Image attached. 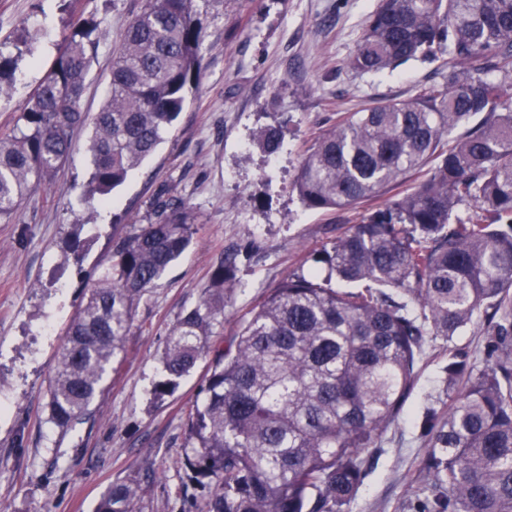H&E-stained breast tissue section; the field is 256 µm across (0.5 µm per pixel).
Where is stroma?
<instances>
[{
    "label": "stroma",
    "mask_w": 512,
    "mask_h": 512,
    "mask_svg": "<svg viewBox=\"0 0 512 512\" xmlns=\"http://www.w3.org/2000/svg\"><path fill=\"white\" fill-rule=\"evenodd\" d=\"M377 0H197L206 38L198 90L156 152L132 170L105 203L83 205L91 127L73 136L70 158L51 184L0 220V512H95L113 482L146 483L142 512H196L206 491L188 484L182 465L185 410L210 360L201 358L174 392L155 401L159 357L182 310L193 306L217 258L240 253L242 282L223 328L221 349L240 322L292 271L359 219L354 209L307 210L293 181L314 136L340 112L370 100H404L435 79L445 59L420 58L396 70L345 68ZM141 0H90L101 19V48L81 99L96 113L108 91L112 54ZM69 0H0V40L30 39L0 98V135L16 125L30 95L59 54L73 20ZM281 128L276 154L257 134ZM200 217L189 247L139 303L107 388L90 419L59 432L47 421L46 387L66 330L113 240L154 218L159 188ZM85 243L70 249L72 237ZM481 321L452 343H427L404 414L370 451L371 469L343 512H420L415 493L429 451L426 420L448 409V350L487 361Z\"/></svg>",
    "instance_id": "stroma-1"
}]
</instances>
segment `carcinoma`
I'll return each instance as SVG.
<instances>
[{
    "instance_id": "cac0c4a2",
    "label": "carcinoma",
    "mask_w": 512,
    "mask_h": 512,
    "mask_svg": "<svg viewBox=\"0 0 512 512\" xmlns=\"http://www.w3.org/2000/svg\"><path fill=\"white\" fill-rule=\"evenodd\" d=\"M196 2L143 0L92 118L81 98L99 21L76 16L20 124L0 135V219L50 183L89 121L83 204L105 201L154 152L201 78ZM27 46H0V94ZM445 55L441 81L339 114L306 150L295 180L305 208L366 205L314 254L324 275L289 274L213 352L238 285L237 253L226 252L169 332L155 400L213 354L186 412L183 465L208 488L198 512H341L411 395L427 338L449 343L477 317L493 361L475 372L448 348V411L429 418L422 507L512 512V0H378L347 67L393 71ZM259 140L275 153L282 130ZM409 178L410 190L386 198ZM154 214L116 241L68 328L47 389L48 422L62 432L91 418L136 307L197 231L193 207L166 190ZM140 493L138 480L115 482L97 512H138Z\"/></svg>"
}]
</instances>
